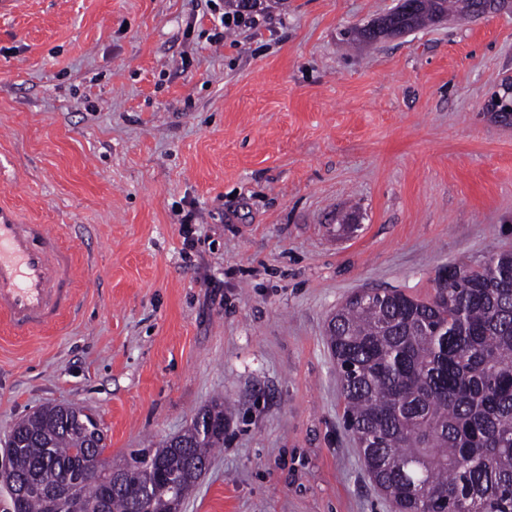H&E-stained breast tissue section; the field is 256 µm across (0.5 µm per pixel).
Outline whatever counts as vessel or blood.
Wrapping results in <instances>:
<instances>
[{"label": "vessel or blood", "mask_w": 512, "mask_h": 512, "mask_svg": "<svg viewBox=\"0 0 512 512\" xmlns=\"http://www.w3.org/2000/svg\"><path fill=\"white\" fill-rule=\"evenodd\" d=\"M75 268L47 225L26 223L0 205V313L12 335H32L71 308Z\"/></svg>", "instance_id": "1"}]
</instances>
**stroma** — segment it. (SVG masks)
<instances>
[{
	"instance_id": "35a3bbf8",
	"label": "stroma",
	"mask_w": 512,
	"mask_h": 512,
	"mask_svg": "<svg viewBox=\"0 0 512 512\" xmlns=\"http://www.w3.org/2000/svg\"><path fill=\"white\" fill-rule=\"evenodd\" d=\"M397 2L257 0L267 21L228 33L208 0L0 16V202L79 268L60 324L21 338L0 314V453L45 404L92 413L119 461L220 398L224 446L182 512H393L327 321L512 251V125L486 108L512 15L351 42Z\"/></svg>"
}]
</instances>
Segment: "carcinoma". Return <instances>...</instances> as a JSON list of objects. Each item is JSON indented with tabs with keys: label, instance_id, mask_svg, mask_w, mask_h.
<instances>
[{
	"label": "carcinoma",
	"instance_id": "obj_1",
	"mask_svg": "<svg viewBox=\"0 0 512 512\" xmlns=\"http://www.w3.org/2000/svg\"><path fill=\"white\" fill-rule=\"evenodd\" d=\"M472 0H417L408 27L463 16ZM428 299L400 291L349 298L327 341L344 421L394 512H512V253L448 266ZM181 435L130 453L121 484L94 472L92 425L75 405H45L12 429L13 512H55L69 492L102 512L182 506L224 447V402Z\"/></svg>",
	"mask_w": 512,
	"mask_h": 512
}]
</instances>
